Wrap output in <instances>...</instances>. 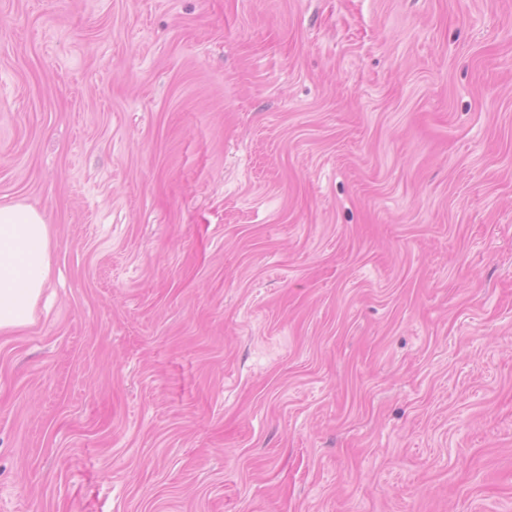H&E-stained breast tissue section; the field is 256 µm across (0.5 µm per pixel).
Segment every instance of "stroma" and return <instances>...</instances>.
Returning a JSON list of instances; mask_svg holds the SVG:
<instances>
[{
	"mask_svg": "<svg viewBox=\"0 0 512 512\" xmlns=\"http://www.w3.org/2000/svg\"><path fill=\"white\" fill-rule=\"evenodd\" d=\"M0 512H512V0H0ZM53 275L51 226L37 208L0 203V333L26 328Z\"/></svg>",
	"mask_w": 512,
	"mask_h": 512,
	"instance_id": "35a3bbf8",
	"label": "stroma"
}]
</instances>
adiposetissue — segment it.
Segmentation results:
<instances>
[{
	"mask_svg": "<svg viewBox=\"0 0 512 512\" xmlns=\"http://www.w3.org/2000/svg\"><path fill=\"white\" fill-rule=\"evenodd\" d=\"M53 275L51 226L37 208L0 203V333L30 326Z\"/></svg>",
	"mask_w": 512,
	"mask_h": 512,
	"instance_id": "1",
	"label": "adipose tissue"
}]
</instances>
